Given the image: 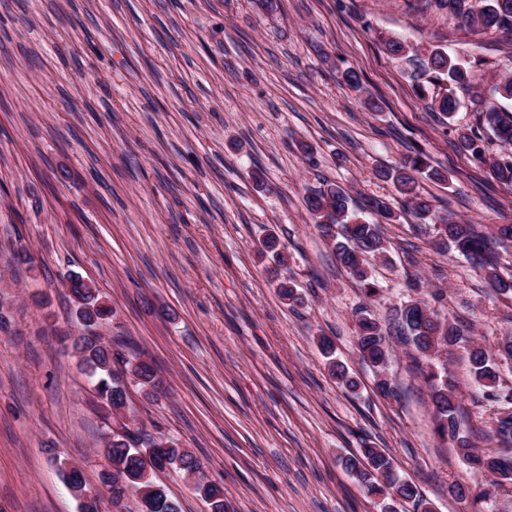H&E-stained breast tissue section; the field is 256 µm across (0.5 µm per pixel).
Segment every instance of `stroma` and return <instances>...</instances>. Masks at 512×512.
<instances>
[{"instance_id":"stroma-1","label":"stroma","mask_w":512,"mask_h":512,"mask_svg":"<svg viewBox=\"0 0 512 512\" xmlns=\"http://www.w3.org/2000/svg\"><path fill=\"white\" fill-rule=\"evenodd\" d=\"M382 35L487 58L488 77L512 73V41L465 31L424 0H280L274 12L261 0H0V512H79L63 461L111 512L106 428L61 340L80 332L60 286L73 274L117 311L102 336L130 339L167 382L155 403L130 388V408L223 484L226 512H380L341 464L366 442L386 450L432 512H512L507 485L486 503L451 493L467 467L435 432L407 345L389 340L388 372L403 391L393 404L358 355L354 318L365 304L390 325L418 278L444 289L440 318L491 346L512 330V298L406 213L382 227L391 260H373L383 292L366 301L305 206L326 180L359 203L393 198L376 171L414 143L448 173V184L420 183L440 215L512 223V190L455 148L473 112H432L381 52ZM347 67L381 111L343 83ZM272 232L287 266L263 251ZM20 251L33 265L15 262ZM285 278L303 305L281 301ZM39 290L42 307L31 298ZM321 335L359 395L330 375ZM499 410L464 396L475 448H491L485 429ZM156 480L181 512H209L184 472L168 467Z\"/></svg>"}]
</instances>
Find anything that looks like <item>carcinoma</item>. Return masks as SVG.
<instances>
[{
    "label": "carcinoma",
    "instance_id": "1",
    "mask_svg": "<svg viewBox=\"0 0 512 512\" xmlns=\"http://www.w3.org/2000/svg\"><path fill=\"white\" fill-rule=\"evenodd\" d=\"M437 8H446L461 17L462 25L482 31H496L512 36V0H485L482 8L475 10L469 0H426ZM383 51L393 60L407 63L411 88L422 100H431V107L443 117L451 119L461 106L456 91L471 92L470 110L477 115L476 125L456 131V144L461 153L475 165L489 171L500 184L512 189V151L507 154H489L488 140L497 139L512 145V108L501 101H512V75L499 77L494 84V99L485 98L479 91L484 74L470 64H463L448 54L441 46L419 51L395 37L382 38ZM404 165L384 170L385 178L394 182L407 209L419 219L432 216L433 204L417 190L418 178L424 177L445 183L448 175L430 165L419 147H410ZM309 212L321 219L316 224L323 236L334 242L337 256L349 275L360 285L364 297L372 299L380 292V285L373 274L369 258L387 260L388 246L380 225L361 220L353 208L349 191L332 183L315 189L306 196ZM369 210L386 223L399 220L387 200L370 197L364 203ZM437 245L446 251L460 253L498 293L512 294V280L498 273L496 248L512 242V224H493L489 229L479 224L458 222L450 217H436ZM69 297L75 306V315L82 329L80 336L71 340L79 357L83 373L99 396V411L103 420H119L130 413L127 406L128 385L145 391L152 401L166 396V386L152 360L135 352L130 341L116 338L106 341L95 333L104 323L114 319L113 307L100 289L90 286L82 277H70ZM416 293L397 311V320L407 345L412 347L411 359L426 380L436 412V432L442 438L456 441L460 453L472 468L474 477H490L491 485L503 482L512 484V454L481 453L474 448L468 436L460 433L458 407L462 401L461 387L453 374L444 367L437 370L435 358L458 343L464 329L438 318L428 299L423 297L421 284H409ZM357 348L361 358L368 362L376 374V388L385 398H398L397 387L387 376L389 351L384 346V332L380 322L365 307L355 311ZM469 377L472 386L483 397L503 402L492 431L505 447H512V388L502 390L501 366L512 365V333L497 341L494 352H489L477 341L468 349ZM331 373L342 386L351 392L359 383L350 376L343 365L331 364ZM124 434L108 436L103 455L108 469L103 481L110 486L112 502L118 503L127 495L135 497L137 512H179L165 490L153 479V471L167 465L174 466L196 478L195 489L200 493L210 512H224L223 487L200 476V461L187 448L160 433L151 435L143 431L139 419ZM349 473L368 493L381 496L389 503L385 512H397L392 502L415 500L430 512L416 485L398 477L391 458L381 448L366 445L360 453L346 460ZM64 478L73 494L80 500L81 512H99L97 499L88 494L81 471L71 466L63 470Z\"/></svg>",
    "mask_w": 512,
    "mask_h": 512
}]
</instances>
